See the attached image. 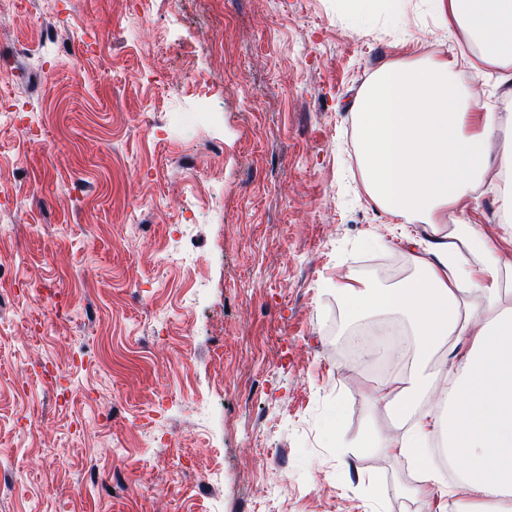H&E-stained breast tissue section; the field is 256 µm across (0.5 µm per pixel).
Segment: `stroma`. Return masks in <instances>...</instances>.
Listing matches in <instances>:
<instances>
[{"mask_svg": "<svg viewBox=\"0 0 512 512\" xmlns=\"http://www.w3.org/2000/svg\"><path fill=\"white\" fill-rule=\"evenodd\" d=\"M475 51L428 0L0 15V512H426L413 467L354 445L399 428L323 284L416 272L361 179L359 94ZM497 76L465 71L474 103L512 107ZM344 8L362 23H369L378 14L384 13L390 19L397 18L403 11V0H345Z\"/></svg>", "mask_w": 512, "mask_h": 512, "instance_id": "stroma-1", "label": "stroma"}]
</instances>
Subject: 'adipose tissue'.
I'll list each match as a JSON object with an SVG mask.
<instances>
[{
    "label": "adipose tissue",
    "instance_id": "adipose-tissue-1",
    "mask_svg": "<svg viewBox=\"0 0 512 512\" xmlns=\"http://www.w3.org/2000/svg\"><path fill=\"white\" fill-rule=\"evenodd\" d=\"M442 28L461 29L477 61L512 84V0H431ZM465 57L426 58L378 70L359 96V168L370 199L392 223L425 224L412 259L417 277L379 287L358 277L333 283L349 320L395 311L409 322L408 366L373 390L407 424L396 438L374 429L361 447L412 460L423 477L409 496L437 512H512V113L475 111L460 79ZM500 180L498 236L449 223L448 210ZM443 407H423L427 393ZM442 439L452 482L429 449Z\"/></svg>",
    "mask_w": 512,
    "mask_h": 512
}]
</instances>
